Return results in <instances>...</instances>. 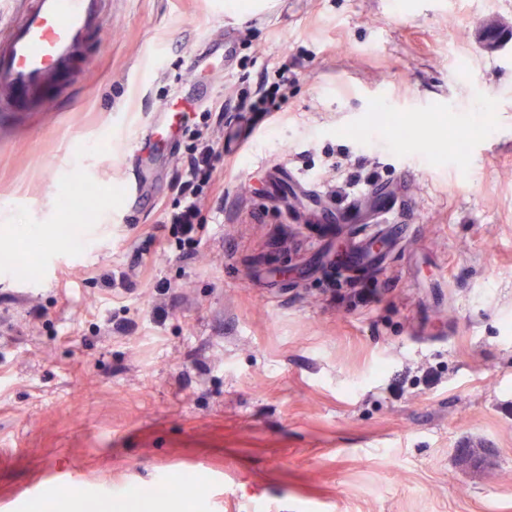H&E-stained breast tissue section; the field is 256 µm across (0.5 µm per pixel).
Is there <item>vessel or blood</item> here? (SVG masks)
Returning <instances> with one entry per match:
<instances>
[{
  "instance_id": "vessel-or-blood-1",
  "label": "vessel or blood",
  "mask_w": 512,
  "mask_h": 512,
  "mask_svg": "<svg viewBox=\"0 0 512 512\" xmlns=\"http://www.w3.org/2000/svg\"><path fill=\"white\" fill-rule=\"evenodd\" d=\"M102 16L103 0H27L0 43V87L9 93L0 101V112L32 100L51 80L73 69ZM367 197L378 202L377 222L400 225L404 204L390 187H375ZM364 198L355 197L344 218H353Z\"/></svg>"
}]
</instances>
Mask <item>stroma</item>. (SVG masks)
Segmentation results:
<instances>
[{
  "instance_id": "1",
  "label": "stroma",
  "mask_w": 512,
  "mask_h": 512,
  "mask_svg": "<svg viewBox=\"0 0 512 512\" xmlns=\"http://www.w3.org/2000/svg\"><path fill=\"white\" fill-rule=\"evenodd\" d=\"M491 18L512 0H108L86 66L0 121V512H46L55 478L106 512L185 472L198 494L158 512H512V43L481 48ZM283 81L277 112L210 109ZM163 107L186 130H151ZM378 108L393 128L369 130ZM197 135L224 193L191 247L167 215ZM378 183L405 192L402 234L337 266L384 227L329 215Z\"/></svg>"
}]
</instances>
